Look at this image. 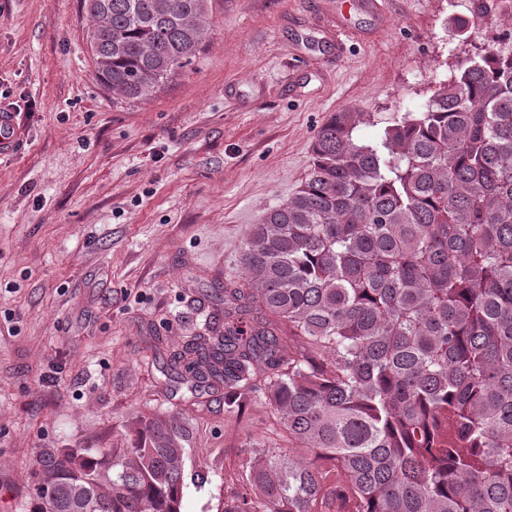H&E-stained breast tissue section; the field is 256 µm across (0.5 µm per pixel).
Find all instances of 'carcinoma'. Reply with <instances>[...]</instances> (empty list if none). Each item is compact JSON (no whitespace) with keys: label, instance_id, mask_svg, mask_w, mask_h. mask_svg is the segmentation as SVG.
<instances>
[{"label":"carcinoma","instance_id":"cac0c4a2","mask_svg":"<svg viewBox=\"0 0 512 512\" xmlns=\"http://www.w3.org/2000/svg\"><path fill=\"white\" fill-rule=\"evenodd\" d=\"M101 84L172 80L208 0H86ZM374 142L334 113L303 185L253 225L224 334L178 358L190 391L252 400L288 444L250 442L224 512H512V27ZM189 429L140 416L126 448H60L34 512H180Z\"/></svg>","mask_w":512,"mask_h":512}]
</instances>
